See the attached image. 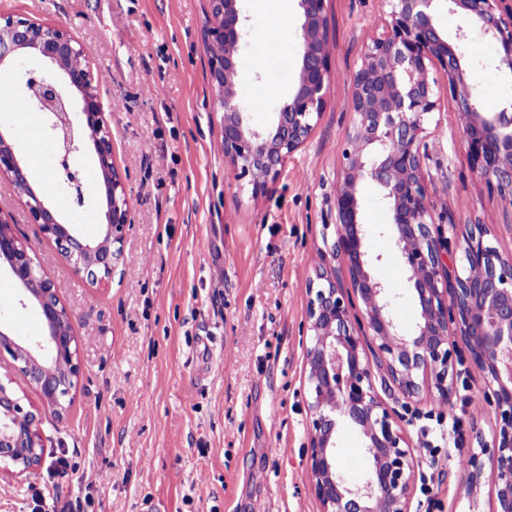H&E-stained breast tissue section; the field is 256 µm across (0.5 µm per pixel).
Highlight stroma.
Here are the masks:
<instances>
[{
  "label": "stroma",
  "instance_id": "35a3bbf8",
  "mask_svg": "<svg viewBox=\"0 0 512 512\" xmlns=\"http://www.w3.org/2000/svg\"><path fill=\"white\" fill-rule=\"evenodd\" d=\"M205 0H0V13L27 14L73 28L95 71L109 73L103 104L112 114V148L126 170L133 224L108 290L76 275L54 242L28 223L25 196L0 194L36 251L79 336L81 379L64 419L40 425L43 462L36 484L0 479V512H320L306 479L307 283L328 236L327 200L336 188L350 123L351 77L384 7L381 0H329L332 78L327 107L306 144L266 193L251 198L224 164L221 114L214 107L203 29ZM250 19L238 65L241 97L254 125L267 123L299 63L298 37L258 27L259 11L297 10L296 0H244ZM466 45L482 111L512 106V74L486 67L497 46L479 29ZM261 55L263 69L249 60ZM18 89L0 75V132L45 200L92 240L103 230L100 176L91 150L76 154L84 204L56 176L49 138L32 144L12 111ZM424 160L436 223L444 237L487 225L512 257V204L480 186L442 95L427 123ZM361 221L371 227L373 273L398 294V325L412 330L417 308L406 274L379 225L388 212L362 189ZM0 304L17 338L42 333L38 314L21 307L13 281L0 276ZM443 424L414 420L418 474H432V496L415 492L418 512H492L489 487L469 503L460 459L473 428L491 434L492 415L474 417L484 377L459 365ZM437 445L436 458L422 448Z\"/></svg>",
  "mask_w": 512,
  "mask_h": 512
}]
</instances>
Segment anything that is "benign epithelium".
Instances as JSON below:
<instances>
[{
  "mask_svg": "<svg viewBox=\"0 0 512 512\" xmlns=\"http://www.w3.org/2000/svg\"><path fill=\"white\" fill-rule=\"evenodd\" d=\"M243 0H207L204 39L209 74L222 109L224 163L265 194L311 137L326 108L331 79L328 0H297L301 63L288 93L262 127L251 124L238 90L244 43ZM381 30L364 47L353 76L346 148L328 199L334 237L324 240L308 284L305 346L309 389L307 480L322 512H411L415 454L405 416L384 403L376 383L403 401V409L456 393L457 365L469 360L484 374L483 406L497 427L486 439L472 430L464 487L476 498L490 472L493 512H512V259L493 245L491 232L472 225L463 235L462 266L435 222L424 159L426 123L441 109L431 70L448 79L460 133L479 180L503 200L512 198V112L481 111L469 79L464 28L450 37L436 22L445 9L500 45L496 68L512 72V0H385ZM29 60L39 70L26 68ZM12 72L29 109L45 118V134L60 150L61 180L83 200L70 157L92 143L105 189V229L88 241L35 190L9 139L0 133V182L27 197L29 223L54 241L74 272L107 287L132 225L126 172L112 151L111 113L105 111L86 48L73 29L32 17L0 14V71ZM371 183L389 212L388 234L407 276L419 319L411 333L392 316L395 295L373 274L382 256L370 254V229L360 222V186ZM0 270L15 282L18 302L32 305L44 331L18 340L0 329V352L11 362L0 374V478L25 479L41 465L39 422L45 412L63 418L80 378L78 336L70 311L16 226L0 216ZM349 286H343L340 274ZM464 347H459L455 337ZM382 370L375 375L374 369ZM37 389L42 407L23 405ZM349 426L364 440L367 469L352 482L337 459L336 437Z\"/></svg>",
  "mask_w": 512,
  "mask_h": 512,
  "instance_id": "obj_1",
  "label": "benign epithelium"
}]
</instances>
